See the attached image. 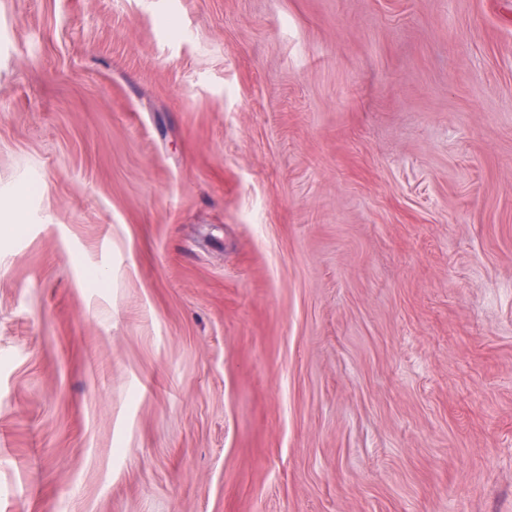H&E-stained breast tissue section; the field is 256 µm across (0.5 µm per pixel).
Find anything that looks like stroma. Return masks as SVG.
Returning <instances> with one entry per match:
<instances>
[{
    "label": "stroma",
    "instance_id": "stroma-1",
    "mask_svg": "<svg viewBox=\"0 0 512 512\" xmlns=\"http://www.w3.org/2000/svg\"><path fill=\"white\" fill-rule=\"evenodd\" d=\"M0 512H512V0H0Z\"/></svg>",
    "mask_w": 512,
    "mask_h": 512
}]
</instances>
